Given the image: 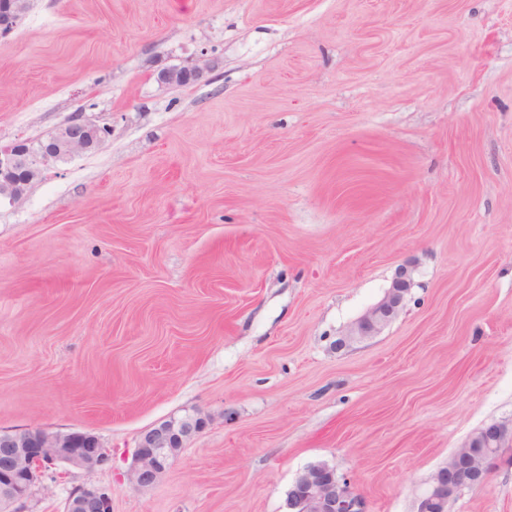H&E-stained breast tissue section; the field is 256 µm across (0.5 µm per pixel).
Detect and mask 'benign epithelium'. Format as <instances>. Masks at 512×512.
Masks as SVG:
<instances>
[{"instance_id": "obj_1", "label": "benign epithelium", "mask_w": 512, "mask_h": 512, "mask_svg": "<svg viewBox=\"0 0 512 512\" xmlns=\"http://www.w3.org/2000/svg\"><path fill=\"white\" fill-rule=\"evenodd\" d=\"M14 0H0V28L12 26L18 18ZM205 66L170 67L158 74V81L172 86L194 82ZM111 129L96 125L76 114L64 122L38 148L27 140L0 145V204L15 205L28 192L26 175L45 165L93 151L110 136ZM413 285L412 270L399 269L382 298L347 326L336 340V348L378 336L403 310ZM202 427L195 417L162 421L140 435L128 482L138 488L153 486L184 449L185 441ZM509 433L505 424H492L472 436L448 458L432 478L419 503L418 512H447L448 504L466 487L486 485L489 455L482 446L491 445ZM110 454L99 438L89 432H48L30 428L19 432L0 431V512H22L47 475L63 477L69 469L94 471L108 462ZM289 512H367V501L348 478L326 463L306 467L288 492ZM64 512H112V494L96 484L74 487Z\"/></svg>"}]
</instances>
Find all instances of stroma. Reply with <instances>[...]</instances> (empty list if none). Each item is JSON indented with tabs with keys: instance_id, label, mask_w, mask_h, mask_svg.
Instances as JSON below:
<instances>
[{
	"instance_id": "obj_1",
	"label": "stroma",
	"mask_w": 512,
	"mask_h": 512,
	"mask_svg": "<svg viewBox=\"0 0 512 512\" xmlns=\"http://www.w3.org/2000/svg\"><path fill=\"white\" fill-rule=\"evenodd\" d=\"M0 144L102 148L0 206V429L89 430L113 512H286L307 466L417 512L512 422V0H28ZM205 64L202 79L159 83ZM414 286L337 350L402 265ZM203 427L150 488L140 435ZM448 512H512V458ZM205 68V65H201L199 63L166 68L158 74V81L161 84L168 86H172L180 82H194L203 76ZM509 433L506 424H492L472 436L448 458V463L432 478L430 487L419 503L418 512H446L448 504L466 486L481 487L487 483L491 467L483 445H491ZM471 459L475 470L461 471V459Z\"/></svg>"
}]
</instances>
